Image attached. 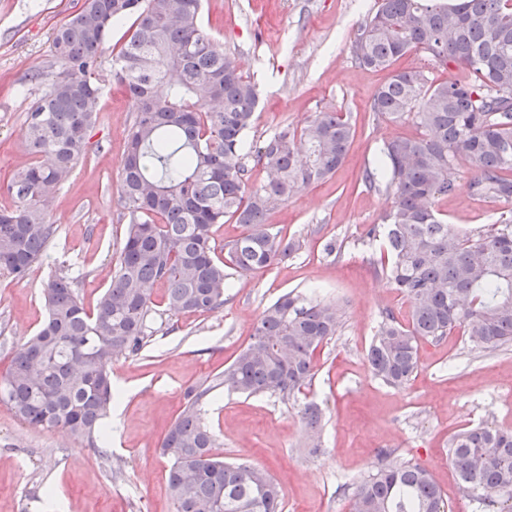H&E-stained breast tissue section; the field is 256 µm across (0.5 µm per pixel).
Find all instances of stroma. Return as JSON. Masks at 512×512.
Listing matches in <instances>:
<instances>
[{
    "label": "stroma",
    "mask_w": 512,
    "mask_h": 512,
    "mask_svg": "<svg viewBox=\"0 0 512 512\" xmlns=\"http://www.w3.org/2000/svg\"><path fill=\"white\" fill-rule=\"evenodd\" d=\"M83 0H0V207L14 203L6 186L27 156L25 115L47 79L61 73L50 53L52 35ZM374 0H204L201 24L226 53L247 66L260 104L247 135L256 144L284 124L313 113H350L354 138L330 179L299 191L271 214L269 225L301 248L262 273L231 272L223 306L196 314L163 311L165 286H151L159 306L142 349L112 362V385L123 394L113 406L112 435L93 448L67 430L33 428L0 402V512H172L169 460L159 443L184 404V392L229 365L249 343L254 323L280 295L296 292L347 306L344 324L316 354L315 376L289 402L267 396L213 393L205 407L218 453L230 462L266 467L285 490L284 512H350L356 484L374 472L379 454L396 464L429 469L449 512H482L465 498L448 462V439L459 429L490 422L512 429V350L471 351L464 336L421 342L420 368L403 387L376 378L366 349L385 313L402 322L410 305L380 271L378 244L363 235L394 196L367 190L365 170L381 166V147L416 132L410 123L379 122L370 110L388 74L358 67L350 38ZM128 23L113 27L103 49L100 110L87 159L50 206L58 227L54 260L22 281L0 275V378L13 350L45 317L42 289L53 274L74 278L86 307L110 282L127 220L118 188L130 102L113 83L112 52ZM469 163H462L452 195L436 204L457 233L490 223L500 206L474 200ZM339 257L323 252L326 241ZM323 411L322 446L311 450L298 416L304 403Z\"/></svg>",
    "instance_id": "stroma-1"
}]
</instances>
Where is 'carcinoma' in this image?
<instances>
[{
	"instance_id": "obj_1",
	"label": "carcinoma",
	"mask_w": 512,
	"mask_h": 512,
	"mask_svg": "<svg viewBox=\"0 0 512 512\" xmlns=\"http://www.w3.org/2000/svg\"><path fill=\"white\" fill-rule=\"evenodd\" d=\"M202 0H84L53 34L62 72L46 84L26 119L33 161L7 185L0 208V273L24 279L47 256L58 226L48 207L89 152L100 100L99 59L112 26L133 22L112 54V76L134 112L119 184L128 227L112 280L92 310L74 279L48 280V316L17 346L0 381V402L29 426L64 428L91 446L109 437L112 359L137 353L152 311L148 284L167 285L174 313L224 305L227 270L265 271L299 244L269 227L270 214L302 188L342 165L353 138L347 112H316L285 124L249 152L245 135L259 106L255 82L201 25ZM412 51L467 78L433 82L422 69H396ZM353 60L392 70L370 109L386 122L410 121L418 134L382 148L384 166L363 184L393 193V207L364 234L386 242L381 272L411 306L404 325L382 317L366 359L374 375L399 387L420 365L423 340L460 329L471 347H512V0H377L351 44ZM474 169L472 196L506 204L493 223L453 233L435 207L455 191L461 161ZM259 166L264 179L254 184ZM242 234L218 249L213 226ZM335 302L288 292L267 306L251 341L208 383L187 388L165 432L173 512H283V486L264 467L226 462L203 419L211 392L288 400L314 378V355L342 326ZM300 418L320 448L322 409ZM448 459L465 493L488 512H512V431L488 422L452 435ZM351 512H447L433 474L419 465L381 463L361 481Z\"/></svg>"
}]
</instances>
